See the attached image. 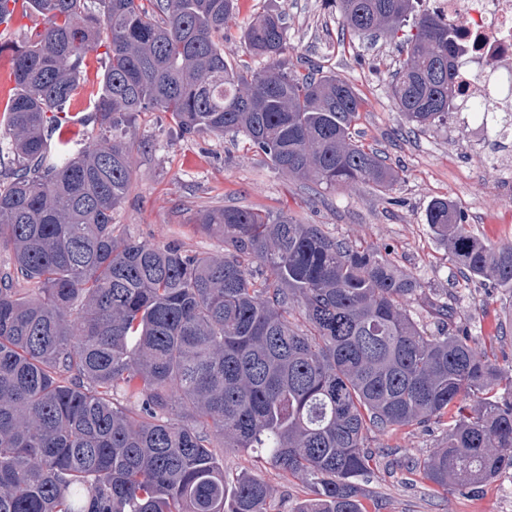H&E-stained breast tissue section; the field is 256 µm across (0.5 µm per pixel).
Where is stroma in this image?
Masks as SVG:
<instances>
[{"instance_id":"35a3bbf8","label":"stroma","mask_w":512,"mask_h":512,"mask_svg":"<svg viewBox=\"0 0 512 512\" xmlns=\"http://www.w3.org/2000/svg\"><path fill=\"white\" fill-rule=\"evenodd\" d=\"M270 10L286 19L289 68L332 71L355 87L362 99L357 137L397 172L392 190L317 186L277 170L244 136L201 132L189 138L169 113L142 112L126 131L134 171L113 223L142 241L210 254L223 252L224 244L194 228L201 210L285 212L300 223L322 225L332 236L386 249L398 270L417 279L422 296L407 310L426 332L434 330L426 304L434 298L452 312V329L466 332L477 350L492 352L501 368H511L512 293L463 277L423 217L433 200L446 197L464 211L474 237L492 247L512 243V172L482 157L479 130L462 119L412 129L391 94L403 60L396 42L350 35L326 0H237L224 43L233 66L265 68V60L247 52L242 34L256 14ZM444 436L437 423L370 432L377 464L361 481L368 512H512V471L473 495L435 490L408 470L409 460L432 455ZM224 469L272 485L271 512H289L306 496L300 480L281 477L256 453L225 449Z\"/></svg>"}]
</instances>
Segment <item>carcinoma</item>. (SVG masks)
<instances>
[{"label":"carcinoma","instance_id":"obj_1","mask_svg":"<svg viewBox=\"0 0 512 512\" xmlns=\"http://www.w3.org/2000/svg\"><path fill=\"white\" fill-rule=\"evenodd\" d=\"M44 29L0 38L17 81L0 114V512H269L271 486L229 474L223 448H261L307 497L291 512H365L366 433L449 418L414 466L472 494L512 470L503 371L448 329L426 335L405 303L420 283L375 246L287 213L201 210L224 254L117 232L131 182L122 137L167 112L185 137L245 135L275 168L330 187L390 191L396 174L353 136L362 100L334 73L288 69L286 27L266 11L243 33L261 71L224 58L235 0H23ZM358 37L406 58L392 79L416 128L443 124L457 57L448 22L412 0H331ZM105 60L87 90L85 59ZM87 96L96 140L71 148L67 104ZM57 137L50 149L48 140ZM425 221L472 279L512 292V243L491 248L446 198Z\"/></svg>","mask_w":512,"mask_h":512}]
</instances>
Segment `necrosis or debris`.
I'll list each match as a JSON object with an SVG mask.
<instances>
[{
	"label": "necrosis or debris",
	"instance_id": "1",
	"mask_svg": "<svg viewBox=\"0 0 512 512\" xmlns=\"http://www.w3.org/2000/svg\"><path fill=\"white\" fill-rule=\"evenodd\" d=\"M459 47L454 113L479 112L488 142L498 144V167L512 168L504 143L512 130L501 120L512 112V0H434Z\"/></svg>",
	"mask_w": 512,
	"mask_h": 512
}]
</instances>
